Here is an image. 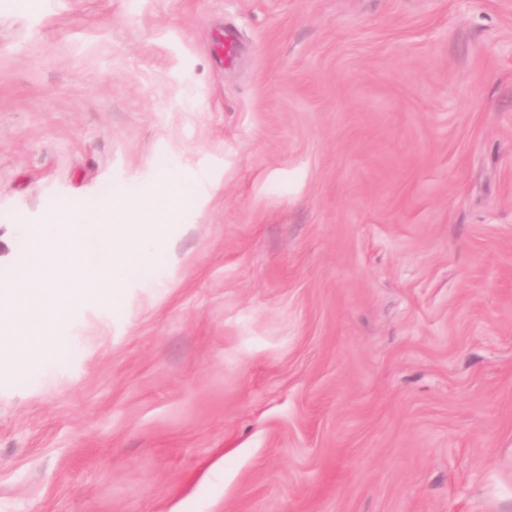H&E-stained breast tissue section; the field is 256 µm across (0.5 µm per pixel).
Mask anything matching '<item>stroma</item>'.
I'll return each instance as SVG.
<instances>
[{
  "mask_svg": "<svg viewBox=\"0 0 512 512\" xmlns=\"http://www.w3.org/2000/svg\"><path fill=\"white\" fill-rule=\"evenodd\" d=\"M176 165L164 287L0 375V512H512V0H0V282Z\"/></svg>",
  "mask_w": 512,
  "mask_h": 512,
  "instance_id": "35a3bbf8",
  "label": "stroma"
}]
</instances>
